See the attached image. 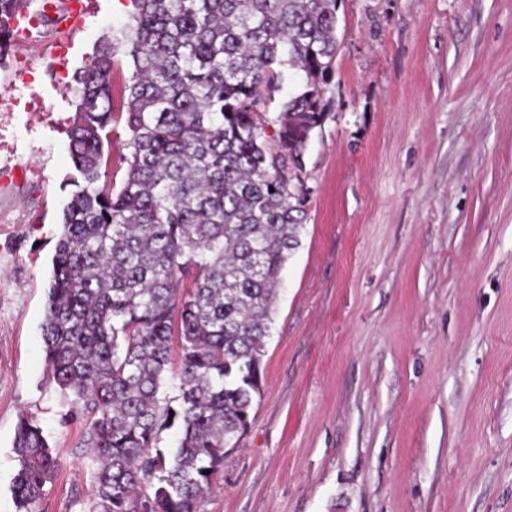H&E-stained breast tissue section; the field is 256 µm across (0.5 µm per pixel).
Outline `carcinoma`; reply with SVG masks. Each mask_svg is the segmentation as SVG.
<instances>
[{
    "label": "carcinoma",
    "instance_id": "1",
    "mask_svg": "<svg viewBox=\"0 0 512 512\" xmlns=\"http://www.w3.org/2000/svg\"><path fill=\"white\" fill-rule=\"evenodd\" d=\"M28 0H0V60ZM339 0H132L72 89L75 174L42 324L95 465L92 512H204L224 448L250 424L281 272L306 220L302 174L336 61ZM132 60L120 107L112 73ZM306 90L258 122L260 92ZM127 153L112 183L115 112ZM179 339L172 367L171 342ZM175 431L177 446L161 447ZM16 512H37L60 457L22 414Z\"/></svg>",
    "mask_w": 512,
    "mask_h": 512
}]
</instances>
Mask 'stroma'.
<instances>
[{
	"mask_svg": "<svg viewBox=\"0 0 512 512\" xmlns=\"http://www.w3.org/2000/svg\"><path fill=\"white\" fill-rule=\"evenodd\" d=\"M131 11L89 0L0 66V512L23 413L62 462L40 512L95 502L41 325L71 90ZM336 36L261 391L205 508L512 512V0H341Z\"/></svg>",
	"mask_w": 512,
	"mask_h": 512,
	"instance_id": "35a3bbf8",
	"label": "stroma"
}]
</instances>
